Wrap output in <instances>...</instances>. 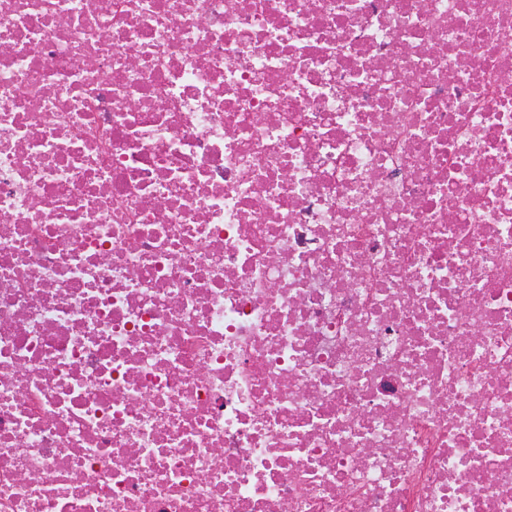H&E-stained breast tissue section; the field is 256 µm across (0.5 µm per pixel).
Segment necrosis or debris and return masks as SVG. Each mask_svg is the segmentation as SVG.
Returning a JSON list of instances; mask_svg holds the SVG:
<instances>
[{
	"instance_id": "obj_1",
	"label": "necrosis or debris",
	"mask_w": 512,
	"mask_h": 512,
	"mask_svg": "<svg viewBox=\"0 0 512 512\" xmlns=\"http://www.w3.org/2000/svg\"><path fill=\"white\" fill-rule=\"evenodd\" d=\"M0 512H512V0H0Z\"/></svg>"
}]
</instances>
